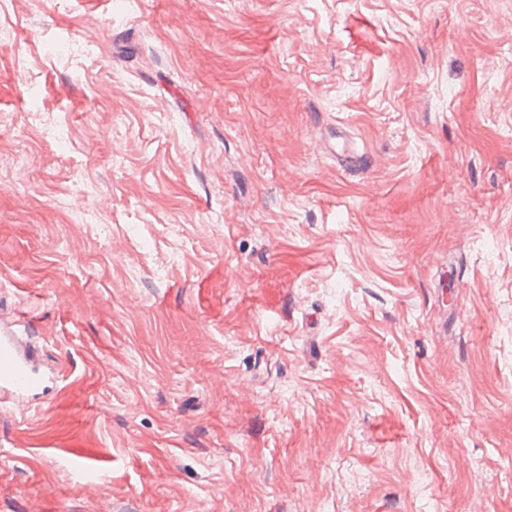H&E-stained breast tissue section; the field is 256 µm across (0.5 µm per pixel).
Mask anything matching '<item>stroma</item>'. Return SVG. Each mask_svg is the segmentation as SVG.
Segmentation results:
<instances>
[{
	"mask_svg": "<svg viewBox=\"0 0 512 512\" xmlns=\"http://www.w3.org/2000/svg\"><path fill=\"white\" fill-rule=\"evenodd\" d=\"M1 316L0 512H512V0H0ZM51 372L35 358L24 336L11 323L0 325V402H16L36 394Z\"/></svg>",
	"mask_w": 512,
	"mask_h": 512,
	"instance_id": "stroma-1",
	"label": "stroma"
}]
</instances>
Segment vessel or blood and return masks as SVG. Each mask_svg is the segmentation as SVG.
Segmentation results:
<instances>
[{
  "mask_svg": "<svg viewBox=\"0 0 512 512\" xmlns=\"http://www.w3.org/2000/svg\"><path fill=\"white\" fill-rule=\"evenodd\" d=\"M50 371L35 358L25 337L12 324H0V402L30 398L50 379Z\"/></svg>",
  "mask_w": 512,
  "mask_h": 512,
  "instance_id": "obj_1",
  "label": "vessel or blood"
}]
</instances>
